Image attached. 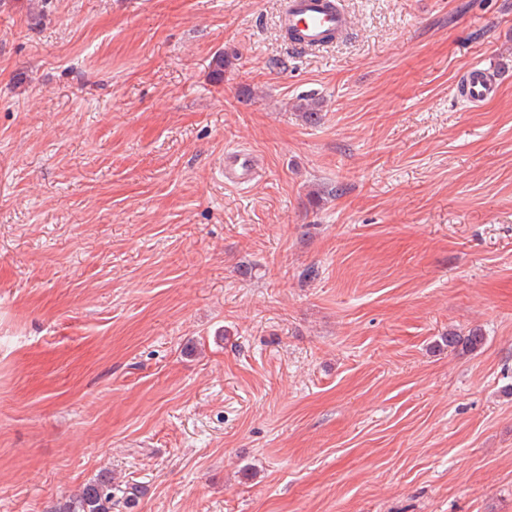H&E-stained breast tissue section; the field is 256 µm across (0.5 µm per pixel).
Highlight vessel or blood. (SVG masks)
<instances>
[{
	"label": "vessel or blood",
	"instance_id": "obj_1",
	"mask_svg": "<svg viewBox=\"0 0 512 512\" xmlns=\"http://www.w3.org/2000/svg\"><path fill=\"white\" fill-rule=\"evenodd\" d=\"M282 26L292 45L299 50L316 51L328 47L346 28V17L338 0H285ZM498 86L485 69L467 71L462 92L467 101L480 104L495 96ZM260 172L256 156L247 149L224 155L226 182L243 186L255 181Z\"/></svg>",
	"mask_w": 512,
	"mask_h": 512
}]
</instances>
